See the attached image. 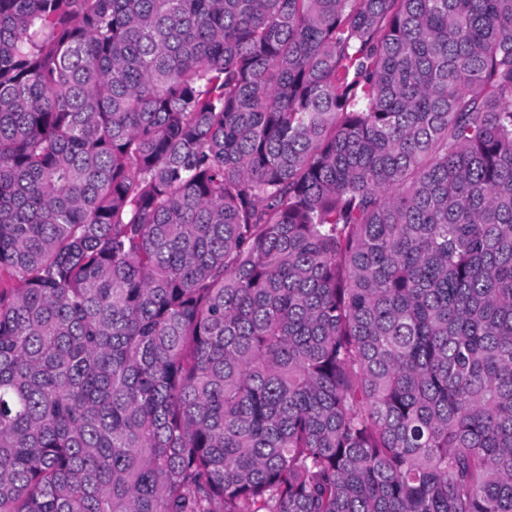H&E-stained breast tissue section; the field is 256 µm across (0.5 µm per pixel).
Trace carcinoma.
<instances>
[{
    "instance_id": "obj_1",
    "label": "carcinoma",
    "mask_w": 512,
    "mask_h": 512,
    "mask_svg": "<svg viewBox=\"0 0 512 512\" xmlns=\"http://www.w3.org/2000/svg\"><path fill=\"white\" fill-rule=\"evenodd\" d=\"M0 512H512V0H0Z\"/></svg>"
}]
</instances>
